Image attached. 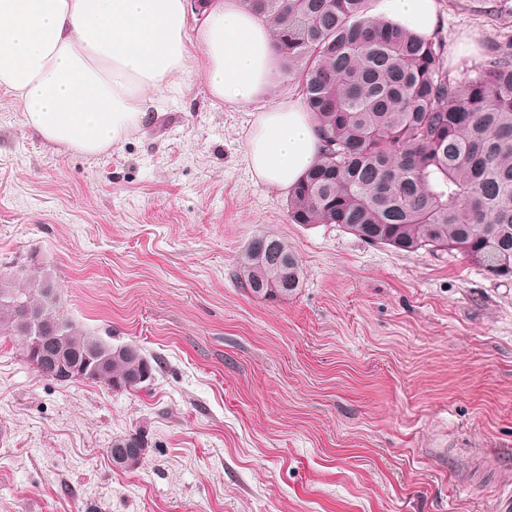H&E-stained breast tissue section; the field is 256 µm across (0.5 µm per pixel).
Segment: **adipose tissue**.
Wrapping results in <instances>:
<instances>
[{
	"label": "adipose tissue",
	"mask_w": 512,
	"mask_h": 512,
	"mask_svg": "<svg viewBox=\"0 0 512 512\" xmlns=\"http://www.w3.org/2000/svg\"><path fill=\"white\" fill-rule=\"evenodd\" d=\"M375 12L425 39L442 23L437 0H379ZM276 58L270 27L238 0L194 30L186 0H0V89L45 143L90 156L143 127L191 69L213 99L248 105L270 88ZM321 151L312 114L291 103L257 113L244 159L252 179L284 192Z\"/></svg>",
	"instance_id": "adipose-tissue-1"
}]
</instances>
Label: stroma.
I'll use <instances>...</instances> for the list:
<instances>
[{"instance_id": "obj_1", "label": "stroma", "mask_w": 512, "mask_h": 512, "mask_svg": "<svg viewBox=\"0 0 512 512\" xmlns=\"http://www.w3.org/2000/svg\"><path fill=\"white\" fill-rule=\"evenodd\" d=\"M438 2L457 80L512 40V0ZM255 113L194 72L88 156L0 91V271L38 257L66 313L158 365L139 391L61 385L0 337V512H512V280L292 223L246 168ZM264 233L294 295L235 276ZM133 431L146 458L117 469ZM258 241L264 246L260 258L253 257L252 245ZM242 288L253 296L268 299L287 297L300 288L302 267L298 256L288 243L275 234H262L253 238L238 257ZM120 445H123L124 447L133 445L135 448H110L112 461L116 465L128 464L131 459L139 457L140 448H144L143 456H140L136 460L132 461L130 464L121 467L123 468V470H131L138 468L144 461L147 450L144 439L140 435V433L134 431L133 433H129L128 435L113 440L112 447H117Z\"/></svg>"}]
</instances>
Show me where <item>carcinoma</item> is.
Returning <instances> with one entry per match:
<instances>
[{
	"mask_svg": "<svg viewBox=\"0 0 512 512\" xmlns=\"http://www.w3.org/2000/svg\"><path fill=\"white\" fill-rule=\"evenodd\" d=\"M271 26L277 72L293 82L323 141L317 162L290 190L295 224H337L404 252L458 254L493 280L512 279V41L461 82L442 64L440 40L421 39L368 15L369 0H241ZM259 258L247 245L237 278L259 298L300 288L302 267L275 234ZM55 284L25 272L0 275V336L21 335L11 295L39 312L48 345L66 331L77 360L98 347L112 373L97 383L138 391L156 367L140 346L113 344L46 295ZM25 362L66 383L46 360Z\"/></svg>",
	"mask_w": 512,
	"mask_h": 512,
	"instance_id": "1",
	"label": "carcinoma"
}]
</instances>
